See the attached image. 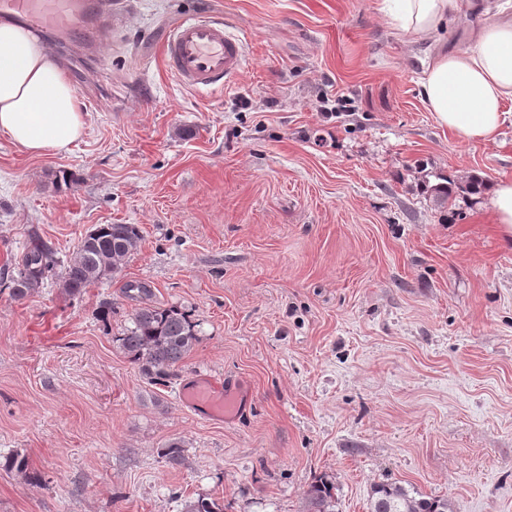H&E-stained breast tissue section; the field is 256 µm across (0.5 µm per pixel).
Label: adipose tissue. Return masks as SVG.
Listing matches in <instances>:
<instances>
[{
    "label": "adipose tissue",
    "mask_w": 512,
    "mask_h": 512,
    "mask_svg": "<svg viewBox=\"0 0 512 512\" xmlns=\"http://www.w3.org/2000/svg\"><path fill=\"white\" fill-rule=\"evenodd\" d=\"M494 0H381L384 17L413 42L439 48L420 95L437 122L467 142L495 140L512 103V21L492 19ZM476 18L474 46L441 42L454 18ZM86 131L69 77L25 28L0 23V133L33 154L60 152Z\"/></svg>",
    "instance_id": "ef3b65f1"
}]
</instances>
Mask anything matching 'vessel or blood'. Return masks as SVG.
Segmentation results:
<instances>
[{"label":"vessel or blood","mask_w":512,"mask_h":512,"mask_svg":"<svg viewBox=\"0 0 512 512\" xmlns=\"http://www.w3.org/2000/svg\"><path fill=\"white\" fill-rule=\"evenodd\" d=\"M125 8L124 0H0V19L78 40L96 57L100 35L120 26ZM162 51L167 70L184 86L199 90L222 89L246 64L243 39L211 15L181 17L165 35ZM180 397L184 405L211 418L232 420L244 410L238 387L208 377L185 383Z\"/></svg>","instance_id":"vessel-or-blood-1"}]
</instances>
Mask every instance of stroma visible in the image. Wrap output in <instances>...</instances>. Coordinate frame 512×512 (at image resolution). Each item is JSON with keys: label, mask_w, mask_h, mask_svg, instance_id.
Here are the masks:
<instances>
[{"label": "stroma", "mask_w": 512, "mask_h": 512, "mask_svg": "<svg viewBox=\"0 0 512 512\" xmlns=\"http://www.w3.org/2000/svg\"><path fill=\"white\" fill-rule=\"evenodd\" d=\"M97 73L87 129L32 155L0 134V512H368L398 481L456 512H512V248L491 197L440 208L444 178L512 179V115L492 142L436 122L380 0H133ZM224 18L247 64L223 90L182 86L161 40ZM98 224H134L117 275L67 295L7 282L38 234L67 263ZM149 290L146 300L128 284ZM110 303L112 313L98 311ZM176 306L199 343L167 384L115 338L140 303ZM236 381L232 421L182 405L184 382ZM183 462L170 465L166 445ZM335 487L320 481L307 491L308 512H334L336 508Z\"/></svg>", "instance_id": "stroma-1"}]
</instances>
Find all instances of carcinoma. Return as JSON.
<instances>
[{
  "mask_svg": "<svg viewBox=\"0 0 512 512\" xmlns=\"http://www.w3.org/2000/svg\"><path fill=\"white\" fill-rule=\"evenodd\" d=\"M485 182L473 176L461 183L448 179L436 187L438 203L445 205L456 195H478ZM141 239L135 224H98L81 240L77 251L67 263L62 286L70 296L81 294L96 282L118 273ZM56 264L51 246L33 237L11 276V296L23 299L44 283ZM133 326L117 337L119 347L129 360L138 365L149 380L166 382L174 369L187 357L199 341L196 324L176 306L154 307L147 303L136 309ZM308 512H335V487L320 481L307 491ZM184 512H224L215 500L197 498L185 504ZM370 512H454L446 498L413 495L398 482L377 484L370 499Z\"/></svg>",
  "mask_w": 512,
  "mask_h": 512,
  "instance_id": "carcinoma-1",
  "label": "carcinoma"
}]
</instances>
